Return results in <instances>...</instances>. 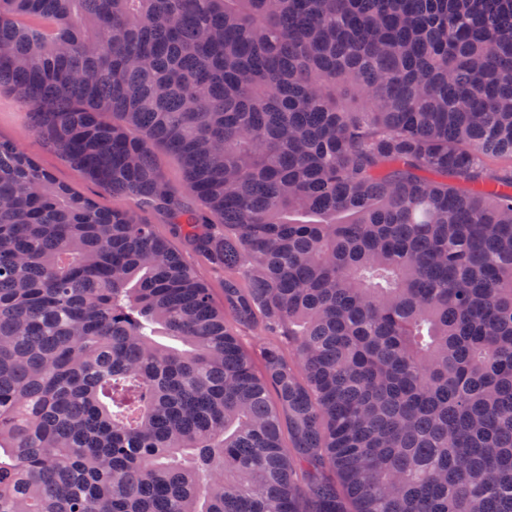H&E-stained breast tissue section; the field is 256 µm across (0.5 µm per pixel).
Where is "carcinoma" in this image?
<instances>
[{"label":"carcinoma","mask_w":512,"mask_h":512,"mask_svg":"<svg viewBox=\"0 0 512 512\" xmlns=\"http://www.w3.org/2000/svg\"><path fill=\"white\" fill-rule=\"evenodd\" d=\"M0 88L130 202L0 140V512H512V0H0ZM142 219L149 224H154L155 231L158 235L163 236L171 242V244L182 251L187 259L194 264L197 270V274L204 281L213 295L214 300L217 303L222 304L224 301V272H217L210 269L208 266L198 263L186 250L184 249L181 241L170 235L169 226L165 224L164 219L152 211L142 212Z\"/></svg>","instance_id":"cac0c4a2"}]
</instances>
